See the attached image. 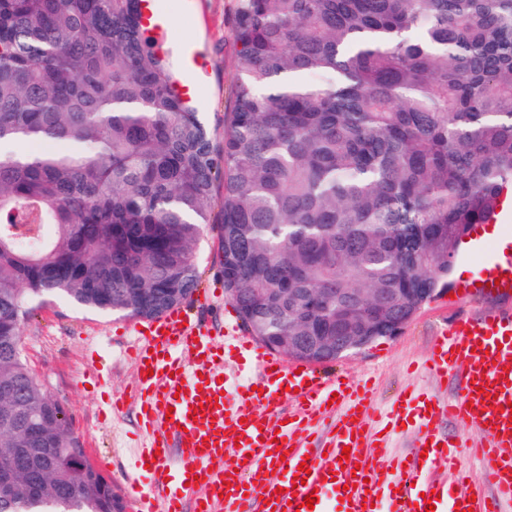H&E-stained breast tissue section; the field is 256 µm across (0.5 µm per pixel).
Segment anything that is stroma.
<instances>
[{
  "instance_id": "obj_1",
  "label": "stroma",
  "mask_w": 512,
  "mask_h": 512,
  "mask_svg": "<svg viewBox=\"0 0 512 512\" xmlns=\"http://www.w3.org/2000/svg\"><path fill=\"white\" fill-rule=\"evenodd\" d=\"M157 4L169 20L165 47L179 81L193 83L188 99L203 119L214 147L222 148L225 116L233 107L236 0H157ZM505 238L512 240V224L500 225L498 236L491 238L479 256L458 250L445 293L424 305L401 334L329 364V371L370 380L375 401L382 407L412 389L453 393L454 385L434 383L420 367L433 336L457 318L476 314L488 305V298L467 283L493 264ZM219 253V228L206 225L197 249L198 290L216 295L213 304L201 308L202 317L214 328L223 326L224 312L232 307L219 273ZM133 325L127 318L50 299L36 304L32 317L21 327L22 349L32 370L64 405L70 427L89 456L111 464L112 483L119 490L148 440L136 406L112 416L106 413L112 397L136 380V365L127 353L134 339Z\"/></svg>"
}]
</instances>
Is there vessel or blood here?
Listing matches in <instances>:
<instances>
[{
    "mask_svg": "<svg viewBox=\"0 0 512 512\" xmlns=\"http://www.w3.org/2000/svg\"><path fill=\"white\" fill-rule=\"evenodd\" d=\"M482 289L512 288V254L480 273ZM255 369L252 387L226 391L224 347L191 305L138 329L131 349L138 405L151 438L148 469L161 512H505L512 506V306L467 316L433 337L425 371L453 379L454 398L405 397L376 412L367 384L288 361L224 323ZM205 412L193 416L196 406ZM417 430L406 466L381 467L391 433ZM470 450L483 462L472 479ZM178 468H171L172 455ZM445 460L438 471L434 463ZM303 484H296L297 475ZM188 494L169 493L175 482ZM314 495V506L305 498Z\"/></svg>",
    "mask_w": 512,
    "mask_h": 512,
    "instance_id": "b4317fda",
    "label": "vessel or blood"
}]
</instances>
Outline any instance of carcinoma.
<instances>
[{
  "label": "carcinoma",
  "instance_id": "obj_1",
  "mask_svg": "<svg viewBox=\"0 0 512 512\" xmlns=\"http://www.w3.org/2000/svg\"><path fill=\"white\" fill-rule=\"evenodd\" d=\"M144 0H0V512H126L31 370L64 297L153 319L197 289L214 184L224 288L261 344L336 335L348 295L411 304L512 189V0H237L217 158ZM358 336H390L362 306ZM40 448L42 484L5 477ZM372 303L391 315L403 314L408 305L405 293L399 288H377L372 294Z\"/></svg>",
  "mask_w": 512,
  "mask_h": 512
}]
</instances>
